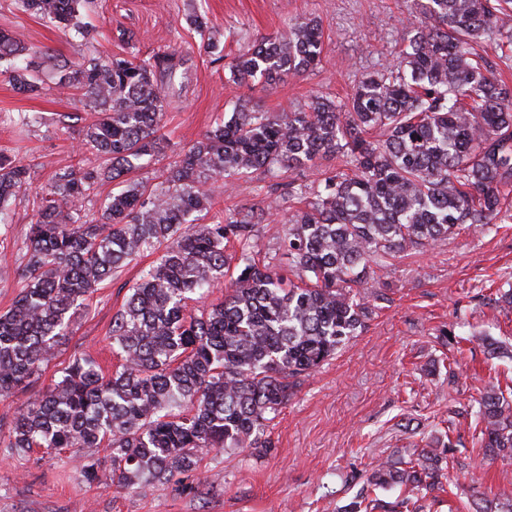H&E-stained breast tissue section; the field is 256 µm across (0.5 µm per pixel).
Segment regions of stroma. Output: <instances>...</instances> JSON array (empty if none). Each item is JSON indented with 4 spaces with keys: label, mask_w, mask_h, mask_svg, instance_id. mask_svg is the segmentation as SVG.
Returning a JSON list of instances; mask_svg holds the SVG:
<instances>
[{
    "label": "stroma",
    "mask_w": 512,
    "mask_h": 512,
    "mask_svg": "<svg viewBox=\"0 0 512 512\" xmlns=\"http://www.w3.org/2000/svg\"><path fill=\"white\" fill-rule=\"evenodd\" d=\"M422 0H92L84 17L90 34L63 33L20 0H0V31L33 48L44 90L30 96L0 77V154L33 164V190L55 170L77 163V131L52 116L95 115L77 96L55 91L56 59L90 54L145 57L176 48L178 69L162 133L170 148L199 139L223 121L228 101L245 94L272 113L301 109L310 96L343 99L362 73L393 59L420 20ZM207 27L188 23L193 13ZM317 17L324 32L318 69L286 75L276 85L245 90L234 85L223 56L247 52L253 42L287 30L299 17ZM217 42L220 52L203 48ZM21 112H39L44 125L17 124ZM262 175L225 190L224 212L264 205ZM0 224V313L22 286L16 253L28 233L31 196L9 205ZM152 262L145 256L85 302L75 331L61 339L58 363L74 353L105 369L118 361L108 338L113 314ZM512 289V218L468 224L448 240L372 263L362 290L372 315L365 329L320 369L301 378L272 422L271 448L204 454L182 481L122 489L87 483L78 454L42 450L22 457L0 452V512H342L362 486L361 473L378 458L436 432H449L454 463L452 493L431 512H448L473 494L471 473L483 490L512 496V462L485 457L473 439L477 400L491 385L512 387V358L491 355L493 339L512 347V308L500 301Z\"/></svg>",
    "instance_id": "1"
}]
</instances>
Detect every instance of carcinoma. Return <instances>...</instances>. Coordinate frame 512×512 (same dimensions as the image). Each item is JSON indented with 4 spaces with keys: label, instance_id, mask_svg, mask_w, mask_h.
<instances>
[{
    "label": "carcinoma",
    "instance_id": "obj_1",
    "mask_svg": "<svg viewBox=\"0 0 512 512\" xmlns=\"http://www.w3.org/2000/svg\"><path fill=\"white\" fill-rule=\"evenodd\" d=\"M47 22L85 35L86 0H22ZM495 41L496 59L475 46ZM321 27L302 18L261 38L227 64L238 86L273 85L321 63ZM34 51L0 31V76L42 90ZM181 58L85 57L57 65L56 86L79 93L97 118L80 129L77 164L35 194L18 270L24 285L0 315V397L29 394L0 447L11 456L83 451L80 476L143 487L197 470L213 450L269 448L270 423L300 378L333 358L365 327L360 287L375 259L433 245L465 224H494L512 194V0H426L414 36L386 66L361 75L343 102L314 96L298 112H262L250 98L181 148L154 183L130 178L166 157V89ZM327 155L345 167L313 185L278 181ZM269 178L260 212H219L215 184ZM119 190L86 212L95 191ZM31 167L0 155V224L11 199L30 190ZM301 207L280 241L290 275L261 255L255 227L282 202ZM159 252L112 316L121 363L105 372L75 354L51 385L34 390L73 334L83 301L136 257ZM224 285V299L194 310ZM479 440L492 459H512V404L499 388L479 402ZM109 449V461L92 449ZM433 438L372 465L364 485L398 486L390 505L366 492L345 512H429V494L451 483L448 448ZM474 512H512V499L480 492Z\"/></svg>",
    "mask_w": 512,
    "mask_h": 512
}]
</instances>
